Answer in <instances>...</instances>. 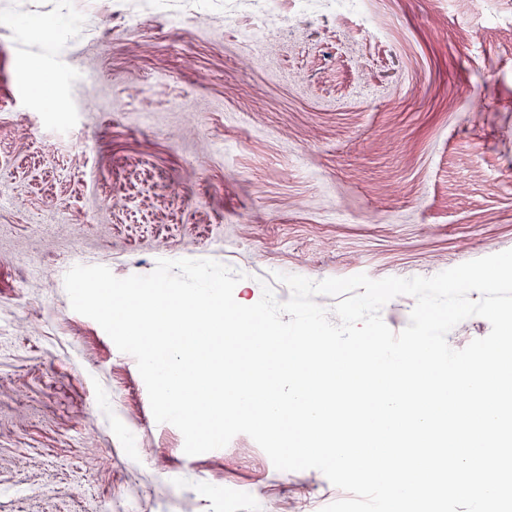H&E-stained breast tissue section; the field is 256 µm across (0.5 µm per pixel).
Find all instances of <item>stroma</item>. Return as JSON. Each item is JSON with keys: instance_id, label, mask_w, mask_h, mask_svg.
<instances>
[{"instance_id": "stroma-1", "label": "stroma", "mask_w": 512, "mask_h": 512, "mask_svg": "<svg viewBox=\"0 0 512 512\" xmlns=\"http://www.w3.org/2000/svg\"><path fill=\"white\" fill-rule=\"evenodd\" d=\"M509 249L512 0H0V512L346 496L245 434L186 455L134 357L72 309V266L212 259L284 302L282 273L430 277Z\"/></svg>"}]
</instances>
